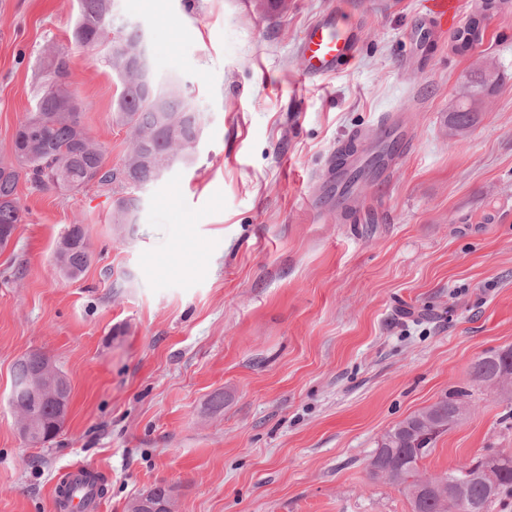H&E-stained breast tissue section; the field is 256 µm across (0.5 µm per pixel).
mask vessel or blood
I'll list each match as a JSON object with an SVG mask.
<instances>
[{"label":"vessel or blood","instance_id":"obj_1","mask_svg":"<svg viewBox=\"0 0 512 512\" xmlns=\"http://www.w3.org/2000/svg\"><path fill=\"white\" fill-rule=\"evenodd\" d=\"M430 16L440 23L455 24L459 19L458 0H427ZM356 49V35L348 26L338 8L327 10L306 31L301 51L306 64V74L311 78H322L336 72L341 62ZM356 165L354 155L336 151L330 157L319 186V196L329 204L344 206L345 185ZM84 468L68 469L61 478L68 484L70 493L59 504L61 512H99L101 499L95 487L84 482Z\"/></svg>","mask_w":512,"mask_h":512}]
</instances>
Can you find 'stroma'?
<instances>
[{"mask_svg": "<svg viewBox=\"0 0 512 512\" xmlns=\"http://www.w3.org/2000/svg\"><path fill=\"white\" fill-rule=\"evenodd\" d=\"M358 48L305 76L306 28L336 2ZM426 0H114L141 24L156 80L200 114L189 163L139 190L132 231L112 188H17L24 221L0 251V512H57L84 464L107 482L100 512L156 484L173 512H411L368 463L398 422L469 389L423 472L512 451V394L473 381L472 360L512 347V0L459 54ZM79 0H0V161L36 105L46 47H65ZM497 76L478 123L448 113L479 58ZM72 91L109 166L130 144L112 122L120 85L72 50ZM394 113L412 150L368 176L350 211L315 217L312 176ZM95 259L77 280L54 262L73 221ZM38 350L68 378L52 441L20 436L7 398L16 359Z\"/></svg>", "mask_w": 512, "mask_h": 512, "instance_id": "stroma-1", "label": "stroma"}]
</instances>
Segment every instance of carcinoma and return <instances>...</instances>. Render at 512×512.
<instances>
[{
	"label": "carcinoma",
	"instance_id": "carcinoma-1",
	"mask_svg": "<svg viewBox=\"0 0 512 512\" xmlns=\"http://www.w3.org/2000/svg\"><path fill=\"white\" fill-rule=\"evenodd\" d=\"M115 29L112 0H80V13L71 32V44L96 54L115 74L121 92L112 112V122L128 128L130 149L121 166L107 167L104 153L85 126L78 101L70 90V50L51 48L43 59V81L36 110L19 121L13 136L11 162H0V235L16 232L23 221L17 198L21 178L41 188L80 192L92 187L123 189L113 200L112 223L132 224L140 206L135 191L156 181L164 170L161 159L174 155L183 142L199 132L197 113L179 89L154 84L142 72L134 73L136 51L142 46L140 29L129 28L119 37ZM494 73L476 69V85L484 88ZM474 85V86H476ZM474 86L460 92L448 114L453 136L467 134L483 111L484 100ZM55 265L68 279L80 278L94 260L85 225H68L55 250ZM42 353L30 352L12 367L9 402L17 413L35 423L42 441L59 433L55 404L33 393V380ZM473 378L489 387L505 389L512 384V348L484 352L471 363ZM465 388L407 417L385 432L369 462L372 474L402 490L411 512H471L489 509L512 491V452L480 456L438 477L421 473L420 463L434 451L438 436L448 423L463 419ZM493 474L488 479L486 472ZM154 506L171 503L172 488L159 484L148 491Z\"/></svg>",
	"mask_w": 512,
	"mask_h": 512
}]
</instances>
